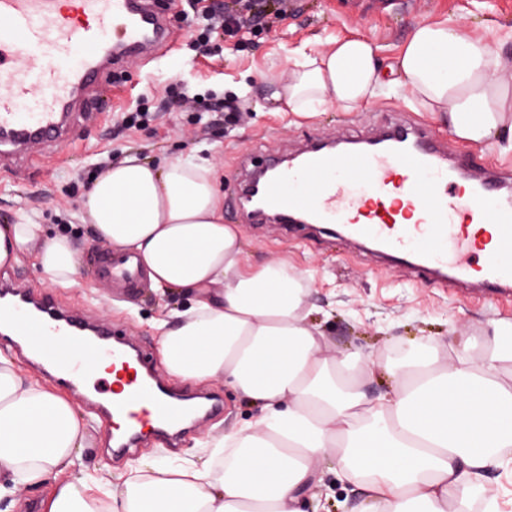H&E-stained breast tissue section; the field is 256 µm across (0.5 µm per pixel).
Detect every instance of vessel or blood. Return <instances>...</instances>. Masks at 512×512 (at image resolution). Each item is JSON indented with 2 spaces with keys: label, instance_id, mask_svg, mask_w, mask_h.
<instances>
[{
  "label": "vessel or blood",
  "instance_id": "b4317fda",
  "mask_svg": "<svg viewBox=\"0 0 512 512\" xmlns=\"http://www.w3.org/2000/svg\"><path fill=\"white\" fill-rule=\"evenodd\" d=\"M174 40L152 0H0V151L20 156L67 141L79 95L129 59ZM400 194L423 199L418 223H398L396 210L386 207ZM258 199L268 216L307 213L320 224L345 225L349 236L373 240L419 271L441 273V286L512 287V168L451 164L447 141L425 128L400 123L360 149L311 147L277 169ZM473 224L495 225L493 247L472 236ZM91 263L106 285L138 288L132 256L103 249ZM4 326L65 385L111 361L114 399L100 411L126 434L115 451L146 434L174 437L185 420L182 402L148 383L152 367L111 330L85 338L81 321L46 298ZM125 391L149 395V406H132L121 397Z\"/></svg>",
  "mask_w": 512,
  "mask_h": 512
}]
</instances>
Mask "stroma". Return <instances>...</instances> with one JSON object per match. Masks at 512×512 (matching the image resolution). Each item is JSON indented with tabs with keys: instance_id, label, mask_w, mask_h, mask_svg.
Returning a JSON list of instances; mask_svg holds the SVG:
<instances>
[{
	"instance_id": "1",
	"label": "stroma",
	"mask_w": 512,
	"mask_h": 512,
	"mask_svg": "<svg viewBox=\"0 0 512 512\" xmlns=\"http://www.w3.org/2000/svg\"><path fill=\"white\" fill-rule=\"evenodd\" d=\"M178 34L176 50L159 51L153 58H133L125 65L126 79L112 92V109L98 113L63 145L19 159L0 157V225L28 218L57 229L74 225L80 234L79 252L94 240L83 230L80 201L93 183L98 163H115L136 151L156 162L195 159L214 165L225 199H232L245 171L269 157L301 150L311 139L346 140L372 134L403 119L438 136H448V121L437 112L411 106L399 89L384 90L356 112L328 108L293 112L269 97L271 83L288 80V52L306 46L324 52L332 39L364 37L379 48L392 79L391 67L401 54L412 28L422 21L455 20L464 31L489 33L500 42L505 70L512 72V0H295L283 21L225 37L216 56L194 55L192 31L183 19L180 0H161ZM185 87L198 97L238 96L244 112H214L208 127L196 124L194 113L167 108L168 90ZM145 104L151 116L138 127L122 126L124 112ZM250 265L274 264L298 274L309 290L307 321L328 341L327 355L354 353L390 356L401 346L428 343L441 353L466 341L483 342L498 324L512 325V300L489 303L477 294L439 287L432 277L383 263L375 253L351 239L332 234L325 224H252L238 219ZM30 292L50 295L59 308L143 343L149 360L161 365L155 318L181 303L179 293L160 294L144 287L133 295L110 291L94 280L88 263L80 265V283L63 287L45 283L30 260L4 267ZM168 386L189 393H214L224 401L221 412L201 421L178 449L159 441L122 459L104 450L106 423L88 403H80L88 431L84 462L113 476L126 475L142 459L200 461V440L226 434L253 420L255 411L224 381L191 382L166 377ZM316 494L325 512H363L364 492L325 473Z\"/></svg>"
}]
</instances>
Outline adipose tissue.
<instances>
[{
  "label": "adipose tissue",
  "mask_w": 512,
  "mask_h": 512,
  "mask_svg": "<svg viewBox=\"0 0 512 512\" xmlns=\"http://www.w3.org/2000/svg\"><path fill=\"white\" fill-rule=\"evenodd\" d=\"M289 59L274 97L294 112L353 111L383 84L378 48L361 37ZM396 71L409 102L447 113L456 137L512 151V74L486 36L419 24ZM82 208L94 237L132 253L152 288L190 294L187 309L156 324L167 371L224 379L257 416L202 440L210 455L201 464L142 462L109 487L82 461L85 423L73 401L0 354V512H21V487L41 490L39 512H304L301 497L322 483L325 464L363 488L369 512H469L489 473L512 468V341L493 336L446 364L417 349L387 362L390 389L372 401L362 386L376 363L325 356L324 336L305 322L302 279L245 263L209 167L132 154L93 183ZM25 256L47 283L74 284L68 235L0 227V266Z\"/></svg>",
  "instance_id": "obj_1"
}]
</instances>
